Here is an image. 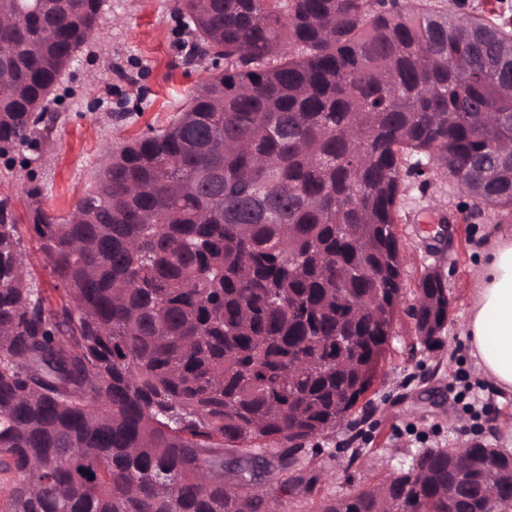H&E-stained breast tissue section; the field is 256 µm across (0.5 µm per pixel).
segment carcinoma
Returning <instances> with one entry per match:
<instances>
[{"mask_svg": "<svg viewBox=\"0 0 512 512\" xmlns=\"http://www.w3.org/2000/svg\"><path fill=\"white\" fill-rule=\"evenodd\" d=\"M103 0H0V141L47 108ZM206 76L163 130L107 151L62 218L0 198V512H280L258 490L361 407L403 301L405 182L438 169L478 213L512 211V29L413 0H174ZM446 280L409 315L442 344ZM237 473L224 486V468ZM512 452L425 448L321 512H509Z\"/></svg>", "mask_w": 512, "mask_h": 512, "instance_id": "carcinoma-1", "label": "carcinoma"}]
</instances>
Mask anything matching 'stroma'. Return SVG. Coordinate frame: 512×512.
<instances>
[{"instance_id": "35a3bbf8", "label": "stroma", "mask_w": 512, "mask_h": 512, "mask_svg": "<svg viewBox=\"0 0 512 512\" xmlns=\"http://www.w3.org/2000/svg\"><path fill=\"white\" fill-rule=\"evenodd\" d=\"M189 37L173 0H103L96 35L82 49L58 87L59 119L49 137L0 156V197H10L21 218L33 275L52 301L61 293L25 222L29 205L68 216L95 184L104 151L148 128H166L206 76L210 61L180 63ZM397 232L405 259L406 299H413L427 269L442 270L453 299L440 347L418 345L414 322L400 315L392 347L375 380V410L363 425L364 453L349 462L345 425L315 442L312 463L281 469L271 463L261 490L278 498L282 512H318L324 501L350 486H375L407 465L423 448H445L480 437L512 451V394L487 386L477 373L465 335L480 251L497 232L512 229V213H471V200L447 177L432 174L428 191L408 184ZM451 222L438 239L441 219ZM478 398L470 403L464 389Z\"/></svg>"}]
</instances>
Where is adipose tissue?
<instances>
[{"label": "adipose tissue", "mask_w": 512, "mask_h": 512, "mask_svg": "<svg viewBox=\"0 0 512 512\" xmlns=\"http://www.w3.org/2000/svg\"><path fill=\"white\" fill-rule=\"evenodd\" d=\"M466 335L482 378L512 392V231L497 233L482 250Z\"/></svg>", "instance_id": "obj_1"}]
</instances>
